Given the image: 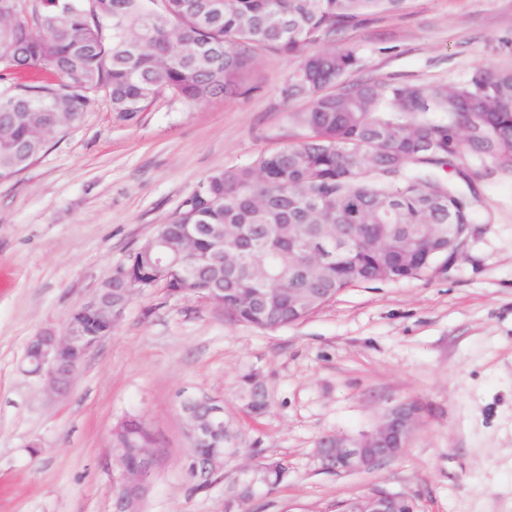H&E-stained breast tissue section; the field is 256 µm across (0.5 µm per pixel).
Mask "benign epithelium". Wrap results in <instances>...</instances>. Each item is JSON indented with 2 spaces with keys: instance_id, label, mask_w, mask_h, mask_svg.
Instances as JSON below:
<instances>
[{
  "instance_id": "obj_1",
  "label": "benign epithelium",
  "mask_w": 512,
  "mask_h": 512,
  "mask_svg": "<svg viewBox=\"0 0 512 512\" xmlns=\"http://www.w3.org/2000/svg\"><path fill=\"white\" fill-rule=\"evenodd\" d=\"M333 256L330 246L320 244L312 253L310 269L316 271L331 265ZM123 313V306L112 303L102 290H96L73 307L63 332L46 328L31 339L27 347V354L33 356L28 362L32 366L29 374L40 378L51 394L66 392L86 356L112 332V322ZM201 399L200 395L189 394L180 401L186 422L192 425V441L224 430V405L213 397L207 399L205 417L196 418L195 405ZM418 414L416 404L403 402L390 408L372 431L358 437L323 435L316 448L321 469L330 473L371 470L399 457L412 436ZM227 458L224 449L218 448L210 457L190 459L182 472L183 482L194 487L199 478L226 463ZM156 463L157 455L146 451L135 466L114 476L109 490L113 512H138L139 502L151 486ZM407 503L408 499L400 494L373 490L344 501L342 512H414Z\"/></svg>"
}]
</instances>
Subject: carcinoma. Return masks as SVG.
I'll list each match as a JSON object with an SVG mask.
<instances>
[{
    "label": "carcinoma",
    "instance_id": "1",
    "mask_svg": "<svg viewBox=\"0 0 512 512\" xmlns=\"http://www.w3.org/2000/svg\"><path fill=\"white\" fill-rule=\"evenodd\" d=\"M0 0V181L20 174L49 136L102 101L130 123L161 94L198 103L246 86L261 51L294 68L280 88L302 137L247 165L213 172L119 267L155 288L205 299L224 318L264 331L299 324L346 288L418 278L448 264L435 224H479L485 208L470 161L512 173V70L479 65L455 86L356 79L345 34L406 0ZM206 224L187 235L184 225ZM175 259L158 267L156 237ZM341 238L349 249L304 277L306 244ZM410 244L429 263L394 272ZM248 409L268 407L254 376ZM158 447L145 421L111 433L116 471Z\"/></svg>",
    "mask_w": 512,
    "mask_h": 512
}]
</instances>
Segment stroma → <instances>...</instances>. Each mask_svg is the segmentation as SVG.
I'll return each instance as SVG.
<instances>
[{"label":"stroma","mask_w":512,"mask_h":512,"mask_svg":"<svg viewBox=\"0 0 512 512\" xmlns=\"http://www.w3.org/2000/svg\"><path fill=\"white\" fill-rule=\"evenodd\" d=\"M349 38L364 77L452 86L480 64L512 70V0H407ZM291 69L260 54L251 93L162 97L130 124L99 103L0 181V512H112L111 432L129 414L162 448L141 512H226L243 470L280 459L286 478L258 491L252 512H336L375 488L408 497L415 512H512V176L488 163L471 171L492 221L446 272L346 289L274 332L229 323L190 296L139 294L67 394L23 372L31 338L63 329L201 179L296 140L279 95ZM251 371L271 398L259 417L238 388ZM185 391L222 399L230 435L249 450L197 494L179 469ZM405 401L422 413L400 457L320 469V436H359Z\"/></svg>","instance_id":"obj_1"}]
</instances>
